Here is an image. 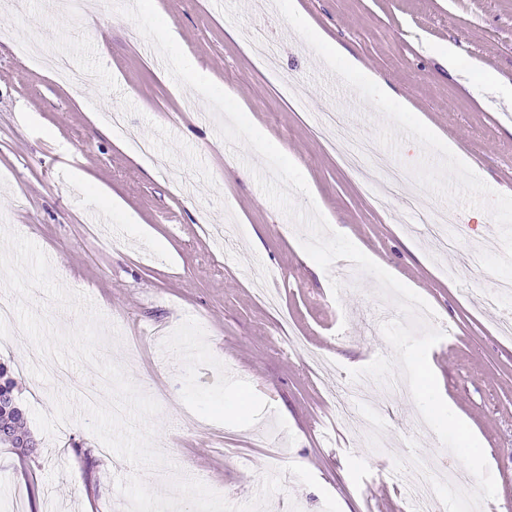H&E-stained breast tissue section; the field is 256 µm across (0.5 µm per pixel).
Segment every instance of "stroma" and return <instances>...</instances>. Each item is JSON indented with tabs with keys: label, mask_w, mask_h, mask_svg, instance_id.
<instances>
[{
	"label": "stroma",
	"mask_w": 512,
	"mask_h": 512,
	"mask_svg": "<svg viewBox=\"0 0 512 512\" xmlns=\"http://www.w3.org/2000/svg\"><path fill=\"white\" fill-rule=\"evenodd\" d=\"M51 0L25 12L0 0V223L36 243L54 278L86 294L104 317V356L120 364L160 406L154 443L186 478L247 503L263 478L281 472L268 512H323L324 494L350 512H402L406 462L421 454L458 467L432 430L410 440L420 413L411 396L375 412L386 443L362 445L358 423L335 418L319 360L340 373L393 357L377 313L387 305L370 275L341 277L302 249V230L263 194L250 166L262 159L225 142L216 120L202 123V97L179 92L162 57L120 12L130 0H91L87 14H56ZM179 45L205 76L233 97L249 120L302 171L330 226L424 298L444 333L446 353L430 357L440 393L465 415L496 482L480 512L512 506V339L498 327L512 299L487 307L478 295L512 279V0H287L254 11L249 0H157ZM264 27L280 46L268 71L236 32ZM348 48L352 68L310 28ZM452 42L458 73L436 55ZM61 57L93 82L56 78ZM329 72L357 84L347 105L317 81ZM302 101L289 100L286 76ZM392 96H385L384 88ZM346 108L361 138L376 142L408 178L388 210L326 146L318 117ZM122 109L128 125L103 136L98 121ZM465 151L462 177L440 175L446 158L433 134ZM151 142L183 179L161 177L135 149ZM122 202L110 207L100 187ZM414 195L453 212L461 244L439 254L427 225L406 204ZM456 265L459 279L440 269ZM17 321L0 322V359L10 361L27 412L54 411L53 397L101 376L58 362L40 368ZM246 399L234 421L225 404ZM69 434L40 428L35 455L0 447V512H123L118 480L133 467L79 419ZM309 469V487L288 464Z\"/></svg>",
	"instance_id": "stroma-1"
}]
</instances>
